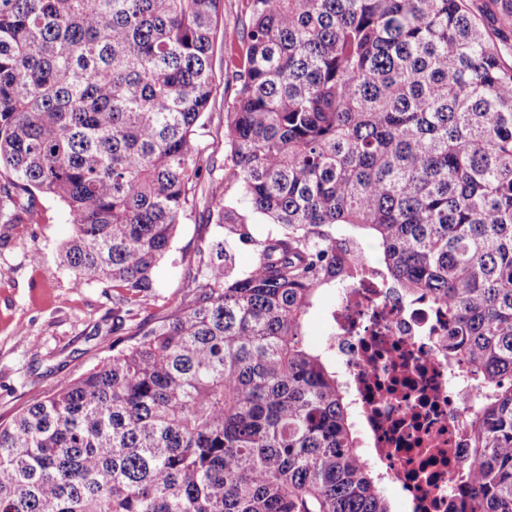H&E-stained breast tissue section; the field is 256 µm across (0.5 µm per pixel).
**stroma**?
I'll return each instance as SVG.
<instances>
[{
    "mask_svg": "<svg viewBox=\"0 0 512 512\" xmlns=\"http://www.w3.org/2000/svg\"><path fill=\"white\" fill-rule=\"evenodd\" d=\"M244 0H223L219 24L223 41L212 56L213 99L198 144L202 159L223 158L224 109L235 87L229 75L242 55L240 30ZM486 36L512 60V0H464ZM31 224H0V418L10 419L36 395L79 376L103 357L114 337L112 291L103 285H80L59 264L58 251L69 236L64 206L39 197ZM212 233L200 208L187 211L178 226L169 257L155 270L157 288L135 308L134 323L156 321L170 307L186 301L185 272L199 261L198 249ZM40 264H32V252Z\"/></svg>",
    "mask_w": 512,
    "mask_h": 512,
    "instance_id": "1",
    "label": "stroma"
}]
</instances>
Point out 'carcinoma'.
Returning a JSON list of instances; mask_svg holds the SVG:
<instances>
[{"label": "carcinoma", "mask_w": 512, "mask_h": 512, "mask_svg": "<svg viewBox=\"0 0 512 512\" xmlns=\"http://www.w3.org/2000/svg\"><path fill=\"white\" fill-rule=\"evenodd\" d=\"M220 2L0 0V224L62 202L60 263L112 289V329L203 174L247 203L207 197L188 303L0 422V512H390L303 340L365 241L391 287L448 308V361L488 387L472 512H512V62L463 0H245L228 153L204 166Z\"/></svg>", "instance_id": "carcinoma-1"}]
</instances>
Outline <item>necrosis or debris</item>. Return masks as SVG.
<instances>
[{
  "mask_svg": "<svg viewBox=\"0 0 512 512\" xmlns=\"http://www.w3.org/2000/svg\"><path fill=\"white\" fill-rule=\"evenodd\" d=\"M330 322L322 346L339 360L382 490L407 512H471L469 418L483 388L470 365L448 361L447 310L406 298L368 266Z\"/></svg>",
  "mask_w": 512,
  "mask_h": 512,
  "instance_id": "1",
  "label": "necrosis or debris"
}]
</instances>
